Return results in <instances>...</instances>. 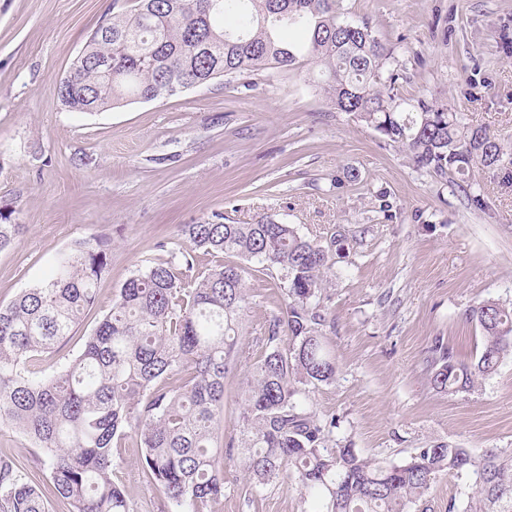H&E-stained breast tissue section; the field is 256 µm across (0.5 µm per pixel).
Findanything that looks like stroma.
<instances>
[{
	"label": "stroma",
	"mask_w": 512,
	"mask_h": 512,
	"mask_svg": "<svg viewBox=\"0 0 512 512\" xmlns=\"http://www.w3.org/2000/svg\"><path fill=\"white\" fill-rule=\"evenodd\" d=\"M113 0H0V206L23 225L0 251V305L52 271L83 240L110 243L98 303L52 370L80 351L118 290L146 263L182 251V224H291L318 242L350 237L328 272L322 333L333 381L302 388V401L337 446L398 462L436 442L512 451V357L453 395L430 384L428 348L443 338L461 359L478 331L465 312L512 304V185L482 172L483 207L452 183L417 170L353 115L333 109L309 63L269 69L95 114L70 112L57 83ZM395 49L400 92L427 95L487 127L512 152V0H342ZM389 212H382V204ZM237 354L224 379L225 454L239 436L241 387L286 299L280 279L249 270ZM135 437L121 440L113 480L130 512H185L139 477ZM212 512H306L298 483L254 487L226 466ZM472 491L439 475L414 512H448Z\"/></svg>",
	"instance_id": "1"
}]
</instances>
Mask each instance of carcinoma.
I'll use <instances>...</instances> for the list:
<instances>
[{"mask_svg":"<svg viewBox=\"0 0 512 512\" xmlns=\"http://www.w3.org/2000/svg\"><path fill=\"white\" fill-rule=\"evenodd\" d=\"M95 30L59 82L71 112L167 98L201 81L227 82L268 69L288 72L315 59L320 88L334 109L354 115L401 147L414 166L472 188L474 169L512 180V153L463 113L398 91L394 50L339 0H133ZM0 211V251L23 225ZM190 270L202 256L231 254L186 287L172 262H153L120 288L84 349L52 374L42 369L97 304L109 244L81 241L57 259L55 273L0 305V423L20 430L47 466L37 477L0 455V512H48L46 491L69 512H130L112 480L113 445L132 431L142 478L190 512L224 498V375L246 303L245 264L276 269L287 303L273 319L268 349L243 381L237 455L229 457L261 487L293 477L310 512H410L440 474L468 475L474 491L463 512H512V453L480 456L445 442L400 462H371L348 446L328 445L300 400L301 386L336 372L319 303L324 276L346 254L338 233L324 246L291 224L180 225ZM480 332L474 359L457 358L440 337L427 362L433 387L469 390L512 355V307L482 302L466 312Z\"/></svg>","mask_w":512,"mask_h":512,"instance_id":"carcinoma-1","label":"carcinoma"}]
</instances>
